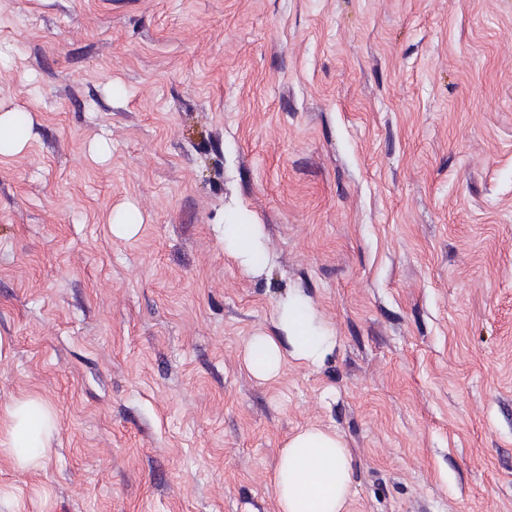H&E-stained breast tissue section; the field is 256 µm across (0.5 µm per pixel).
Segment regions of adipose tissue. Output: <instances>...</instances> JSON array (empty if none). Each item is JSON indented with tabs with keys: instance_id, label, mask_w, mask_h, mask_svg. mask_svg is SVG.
<instances>
[{
	"instance_id": "1",
	"label": "adipose tissue",
	"mask_w": 512,
	"mask_h": 512,
	"mask_svg": "<svg viewBox=\"0 0 512 512\" xmlns=\"http://www.w3.org/2000/svg\"><path fill=\"white\" fill-rule=\"evenodd\" d=\"M224 251L252 276L263 274L276 259L266 244L263 225L247 222L236 210L224 215ZM274 315L277 335L251 336L245 346V364L256 379L276 378L290 359L310 367L321 366L334 352L335 332L306 294H285L278 300ZM9 416L8 447L20 463H35L40 440L31 433L30 423L38 421L44 431L53 425V416L33 401L16 404ZM351 462L338 434L318 427L299 430L284 444L273 475L278 512H348Z\"/></svg>"
}]
</instances>
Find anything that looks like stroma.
I'll return each instance as SVG.
<instances>
[{
	"label": "stroma",
	"mask_w": 512,
	"mask_h": 512,
	"mask_svg": "<svg viewBox=\"0 0 512 512\" xmlns=\"http://www.w3.org/2000/svg\"><path fill=\"white\" fill-rule=\"evenodd\" d=\"M0 47V512H277L308 426L348 512H512V0H0ZM291 290L336 350L258 380ZM0 113V139L1 149L0 152H18L27 143L28 131L25 129V115L24 111L17 108L8 109ZM7 140L5 148H2L3 140ZM224 252L251 276H260L275 264L261 224H249L237 210L224 213ZM33 415L39 420L37 437L30 431V423ZM10 426L8 431V448H13L17 460L22 464H33L39 457V449L42 448L40 436L55 424L54 417L49 412H44L35 401L17 403L9 412Z\"/></svg>",
	"instance_id": "35a3bbf8"
}]
</instances>
